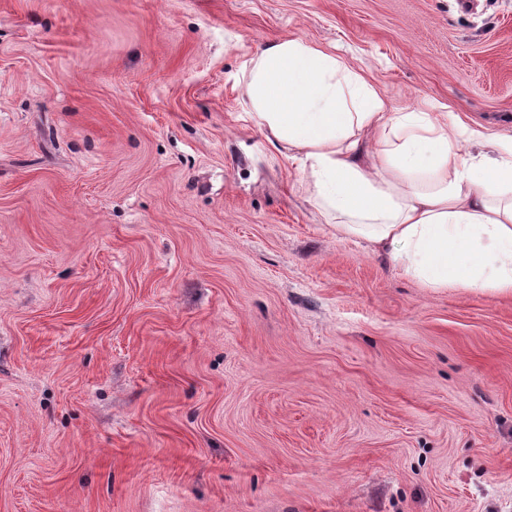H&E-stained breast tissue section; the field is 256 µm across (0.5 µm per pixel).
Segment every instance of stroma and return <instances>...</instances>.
Returning a JSON list of instances; mask_svg holds the SVG:
<instances>
[{"label":"stroma","instance_id":"stroma-1","mask_svg":"<svg viewBox=\"0 0 512 512\" xmlns=\"http://www.w3.org/2000/svg\"><path fill=\"white\" fill-rule=\"evenodd\" d=\"M288 36L512 135V0H0V512H512V294L323 222Z\"/></svg>","mask_w":512,"mask_h":512}]
</instances>
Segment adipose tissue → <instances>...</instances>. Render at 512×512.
I'll list each match as a JSON object with an SVG mask.
<instances>
[{
    "label": "adipose tissue",
    "instance_id": "1",
    "mask_svg": "<svg viewBox=\"0 0 512 512\" xmlns=\"http://www.w3.org/2000/svg\"><path fill=\"white\" fill-rule=\"evenodd\" d=\"M249 119L305 178L344 237L428 288L512 294V138L489 152L444 112H392L343 57L300 37L267 41L243 70Z\"/></svg>",
    "mask_w": 512,
    "mask_h": 512
}]
</instances>
